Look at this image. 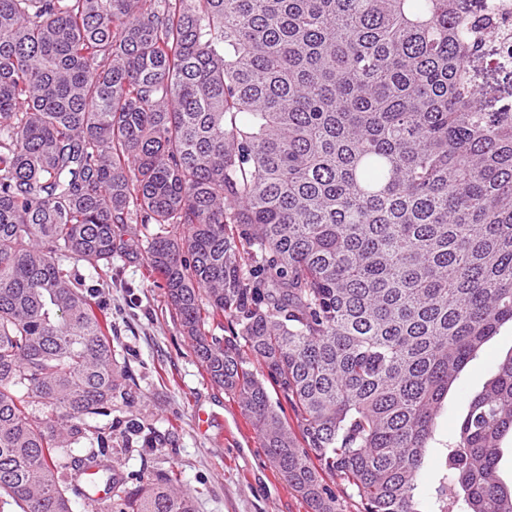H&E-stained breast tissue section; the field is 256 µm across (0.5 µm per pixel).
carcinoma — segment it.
<instances>
[{
	"label": "carcinoma",
	"mask_w": 512,
	"mask_h": 512,
	"mask_svg": "<svg viewBox=\"0 0 512 512\" xmlns=\"http://www.w3.org/2000/svg\"><path fill=\"white\" fill-rule=\"evenodd\" d=\"M478 2L0 0V495L73 512L94 464L98 512H195L91 424L133 378L67 262L135 254L312 512L324 473L420 512L441 403L512 323V102L482 101ZM464 405L439 512H512V352Z\"/></svg>",
	"instance_id": "obj_1"
}]
</instances>
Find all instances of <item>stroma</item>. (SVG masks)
I'll return each instance as SVG.
<instances>
[{
	"label": "stroma",
	"instance_id": "35a3bbf8",
	"mask_svg": "<svg viewBox=\"0 0 512 512\" xmlns=\"http://www.w3.org/2000/svg\"><path fill=\"white\" fill-rule=\"evenodd\" d=\"M87 287L95 313L112 324V347L134 374L127 402L96 426L126 430L144 427L147 442L112 456V464L131 480L158 470L178 473L195 497L196 512H311L280 479L250 420L234 395L214 387L200 367L190 342L174 322L163 289L141 260L114 257L109 271L95 272L82 262L70 265ZM512 350V327L504 326L450 390L436 419L431 460L417 490L420 512H435V488L449 439L465 413L460 390L474 392L491 378L497 361ZM213 417L199 427L198 414Z\"/></svg>",
	"mask_w": 512,
	"mask_h": 512
}]
</instances>
